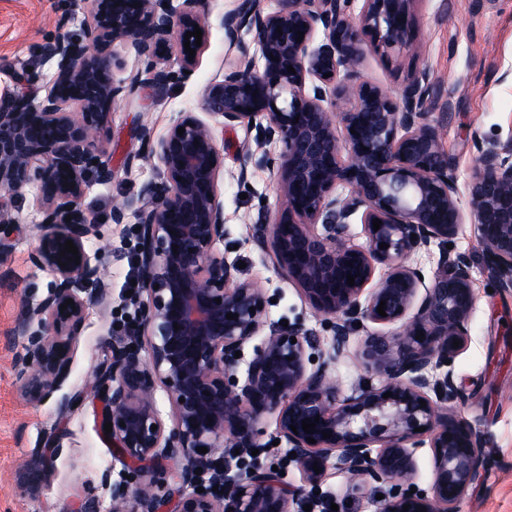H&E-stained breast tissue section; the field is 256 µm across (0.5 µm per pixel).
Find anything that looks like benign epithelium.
<instances>
[{
	"label": "benign epithelium",
	"instance_id": "7a95c632",
	"mask_svg": "<svg viewBox=\"0 0 512 512\" xmlns=\"http://www.w3.org/2000/svg\"><path fill=\"white\" fill-rule=\"evenodd\" d=\"M276 2L266 12L258 0H241L224 14V42L238 47L243 34L251 35L263 69H225L207 86L203 109L224 127L243 123L251 132L237 153L238 183L246 184L251 170L275 173L278 207L273 214L260 209L252 238L331 333L329 348L314 363L317 330L300 318L286 327L271 320L263 289L240 279L216 252L224 240V148L210 123L181 112L160 138L144 133L146 149L133 159L155 176L111 216L123 224L131 213L139 227L137 329L107 330L108 354L88 383L103 404L99 428L112 424L108 438L130 475L114 485L110 472L102 474L113 502L107 512H163L171 478L191 487L176 512H293L322 477L315 463L324 470L333 464L355 490L390 485L379 512H459L486 471L490 439L456 414L468 396L453 371L437 373L467 349L475 304L470 262L447 245L462 225H473L497 286L512 287V143L475 142L478 165L461 187L438 127L428 121L437 93L428 72L395 94L353 80L369 51L421 54L416 0ZM69 21L60 17L58 33L36 47L54 68L45 95L0 96V227L17 223L3 197L37 189L31 260L53 275L37 303L22 300L5 337L14 380L32 405L68 378L89 309L109 305L112 253L87 250L102 234L82 204L89 182L109 184L114 175L97 139L103 109L188 78L209 33L207 0H94L81 39L69 35ZM196 25L201 45L190 37L191 59L184 42ZM116 43L145 64L127 83L111 76L119 65L109 52ZM272 144L278 150L267 149ZM354 223L362 226L363 246L351 242ZM68 240L78 249L76 263L73 254H61ZM434 243L443 250L428 280L412 259ZM379 266L387 273L376 281ZM68 299L74 306L61 309ZM382 301L384 317L377 312ZM229 313L234 319H226ZM360 322L396 330L364 338L357 357L368 376L346 391L329 364L348 353ZM258 336L250 359L235 356ZM159 390L170 405L168 421L155 402ZM388 391L392 396L383 397ZM269 414L276 416V438L295 452L300 486L255 461L246 481L232 475L233 462H246L259 447L258 424ZM315 418V432H304L302 421ZM420 448L431 454L428 490L415 482ZM59 451L54 426L43 447L17 466L21 497H40ZM169 460L180 467L167 471Z\"/></svg>",
	"mask_w": 512,
	"mask_h": 512
}]
</instances>
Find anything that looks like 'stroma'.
I'll return each instance as SVG.
<instances>
[{"label": "stroma", "instance_id": "stroma-1", "mask_svg": "<svg viewBox=\"0 0 512 512\" xmlns=\"http://www.w3.org/2000/svg\"><path fill=\"white\" fill-rule=\"evenodd\" d=\"M239 0H209L207 47L193 75L176 81L163 93H136L112 105L98 133V140L112 164L110 184H89L83 208L101 226L102 239L92 240L89 251L105 247L116 256L112 263L111 302L107 311L90 309L84 332L74 350L69 377L59 392L33 406L20 396L10 369V355L0 347V512H76L87 494L99 496L103 512L111 505L101 486L103 472L121 481L125 472L112 455V446L99 430L101 404L87 398L78 409L60 414L62 397L73 394L90 378L105 353L101 342L106 326L126 332L137 327L136 308L128 292L126 274L136 254L133 224H115L112 210L154 175L147 166H128L130 155L141 151L143 131L153 137L165 134L180 112H202L207 85L232 64H261L251 39L241 47L224 43L221 19ZM92 8L90 0H0V94L44 92L53 70L38 61L34 47L57 34V19L73 14L69 32L82 37V21ZM415 37L420 56L385 57L367 54L358 69L359 80L387 92L399 91L416 74L425 71L439 87L429 105V119L439 128L441 143L454 160L460 181H467L477 164L474 141L489 145L512 140V0H415ZM224 148L225 177L220 182L224 201L223 242L216 246L228 261L240 264L242 279L262 287L271 304L272 320L304 319L312 327L319 321L295 286L283 278L272 261L250 239L259 207L276 210L277 195L272 173L253 171L248 186L230 176L236 170L239 148L248 140L246 127L225 128L214 124ZM33 192L16 202L20 221L5 227L12 252L0 259V337L9 330L21 299L38 300L53 280L50 272L36 268L30 254L37 244ZM458 251L472 265L476 302L471 316L467 350L454 366L455 379L470 396L461 407L468 419L491 438L490 459L481 482L473 485L460 512H512V289L493 287L484 263L483 245L471 225H463L455 239ZM59 425L61 451L53 462L50 488L39 499L20 498L15 489V470L22 458L39 447L52 425ZM274 416L261 423L258 461L277 467L283 478L300 485V471L290 461L286 443H274ZM346 477L328 469L317 488L319 499L338 505L340 512H376L378 494L386 486L365 487L349 495Z\"/></svg>", "mask_w": 512, "mask_h": 512}]
</instances>
